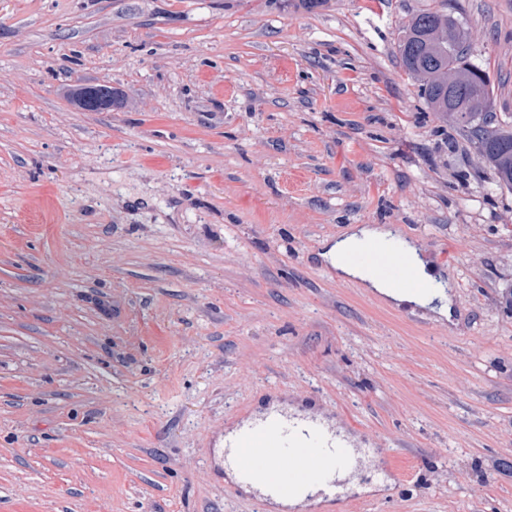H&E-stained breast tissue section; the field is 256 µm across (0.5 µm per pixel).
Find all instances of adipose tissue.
<instances>
[{
  "instance_id": "adipose-tissue-1",
  "label": "adipose tissue",
  "mask_w": 512,
  "mask_h": 512,
  "mask_svg": "<svg viewBox=\"0 0 512 512\" xmlns=\"http://www.w3.org/2000/svg\"><path fill=\"white\" fill-rule=\"evenodd\" d=\"M389 236L390 233L387 230L361 226L328 246L323 257L341 275L367 283L371 288H374L395 302L418 306L434 304L437 305L440 314H448L450 305L447 294L443 292L436 293L432 290L433 285L439 279L438 274L432 267L427 265L426 261L416 252L413 246L409 245L405 248L417 279L416 286L410 289L393 287L387 280L379 277L372 268L345 262V255L358 252L366 246H384Z\"/></svg>"
}]
</instances>
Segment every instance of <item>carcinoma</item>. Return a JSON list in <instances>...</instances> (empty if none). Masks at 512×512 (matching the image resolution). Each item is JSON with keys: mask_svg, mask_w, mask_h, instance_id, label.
Instances as JSON below:
<instances>
[{"mask_svg": "<svg viewBox=\"0 0 512 512\" xmlns=\"http://www.w3.org/2000/svg\"><path fill=\"white\" fill-rule=\"evenodd\" d=\"M458 30L461 41H448V30ZM467 31L442 9L428 8L414 14L404 29L398 53L405 71L420 81L421 96L432 112L440 114L474 145L489 168L493 182L512 190V113L493 112L489 74L472 64ZM454 84H448V73ZM101 92L108 110L133 107L107 84L70 87L68 95L81 111L89 110L92 95Z\"/></svg>", "mask_w": 512, "mask_h": 512, "instance_id": "obj_1", "label": "carcinoma"}]
</instances>
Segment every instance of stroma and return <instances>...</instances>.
I'll return each mask as SVG.
<instances>
[{
  "label": "stroma",
  "instance_id": "35a3bbf8",
  "mask_svg": "<svg viewBox=\"0 0 512 512\" xmlns=\"http://www.w3.org/2000/svg\"><path fill=\"white\" fill-rule=\"evenodd\" d=\"M429 7L512 113V0H0V512H281L213 457L272 404L361 451L303 512H512V191L402 67ZM366 224L451 317L323 260ZM96 92H102L106 98L108 112L112 110H128L129 108L144 109V105H133L130 100L123 98L119 93L107 84H81L71 86L68 95L74 99V105L80 111L89 110V101Z\"/></svg>",
  "mask_w": 512,
  "mask_h": 512
}]
</instances>
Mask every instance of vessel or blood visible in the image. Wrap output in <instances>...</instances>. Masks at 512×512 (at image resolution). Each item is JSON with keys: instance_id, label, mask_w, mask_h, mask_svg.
<instances>
[{"instance_id": "obj_1", "label": "vessel or blood", "mask_w": 512, "mask_h": 512, "mask_svg": "<svg viewBox=\"0 0 512 512\" xmlns=\"http://www.w3.org/2000/svg\"><path fill=\"white\" fill-rule=\"evenodd\" d=\"M348 262L368 265L382 278L394 285L407 286L410 279V261L395 250L369 246L348 255ZM344 432L325 426L318 419L289 413L286 407L273 405L261 415L243 422L235 434L227 437L217 458L232 464L241 479L262 487V502L303 493L306 482L321 484L325 493H332L341 472H355L359 455L351 451ZM291 452V463L302 473L299 481L269 479L265 476L268 463Z\"/></svg>"}]
</instances>
